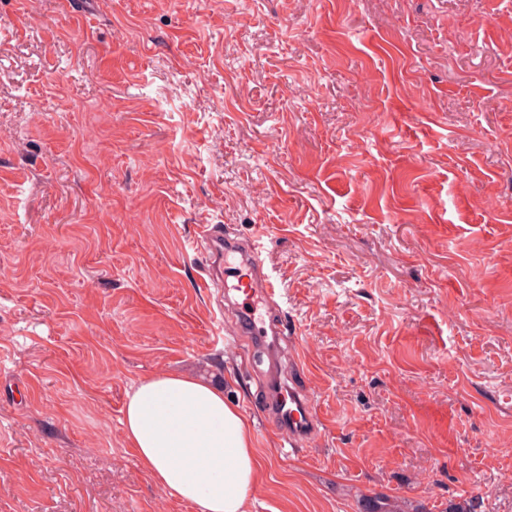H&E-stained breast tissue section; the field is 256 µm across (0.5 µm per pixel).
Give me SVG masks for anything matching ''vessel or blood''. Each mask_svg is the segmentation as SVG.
Instances as JSON below:
<instances>
[{"label":"vessel or blood","mask_w":512,"mask_h":512,"mask_svg":"<svg viewBox=\"0 0 512 512\" xmlns=\"http://www.w3.org/2000/svg\"><path fill=\"white\" fill-rule=\"evenodd\" d=\"M201 248L213 264L200 281L201 288L221 287L222 281L215 269L221 257L237 258L239 266L248 268V277L239 279L235 289L243 295L239 306V328L241 332L264 336L281 335V324L265 323L257 316L254 304H262L266 311L279 312L282 309L283 295L271 273H268L261 258V251L255 239H248L243 246H236L234 239L225 238L217 226L203 225L199 235ZM269 409L275 421L287 424L285 439L289 448L296 449L318 436L321 418L316 414L309 395L295 384H277L269 393Z\"/></svg>","instance_id":"b4317fda"}]
</instances>
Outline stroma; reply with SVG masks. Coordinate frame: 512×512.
<instances>
[{
  "instance_id": "stroma-1",
  "label": "stroma",
  "mask_w": 512,
  "mask_h": 512,
  "mask_svg": "<svg viewBox=\"0 0 512 512\" xmlns=\"http://www.w3.org/2000/svg\"><path fill=\"white\" fill-rule=\"evenodd\" d=\"M204 224L283 339L221 334ZM178 370L253 422L248 512H512V0H0V512H193L120 422ZM226 249L224 254V229L219 230L217 226L212 224H205L201 227L199 242L200 247L205 251L210 261L213 264L212 270L202 277L199 288H204L206 291L211 288H221L222 281L216 271V267L220 266V259L224 255L225 264L229 258L237 260L238 267L248 268L250 274H253L257 279V287L252 286L251 278L237 279V284L232 287L236 291L241 292L243 295L242 302L239 306V328L241 332L249 335L264 336L268 335V330L272 336H279L283 333L282 325L275 323L274 319L266 325L262 316L256 317V307L253 310L254 302L256 299L266 309L267 313L274 312L278 316V312L282 311L283 295L278 288L276 279L271 273H268L264 261L261 259V251L257 241L249 238L243 243L244 250L239 251L235 246L237 243L226 233ZM240 254V258L236 256ZM269 410L273 416L272 421L268 418L270 424L275 421L288 424L285 444L292 450L320 434L321 418L312 407L306 391L294 383H278L270 389Z\"/></svg>"
}]
</instances>
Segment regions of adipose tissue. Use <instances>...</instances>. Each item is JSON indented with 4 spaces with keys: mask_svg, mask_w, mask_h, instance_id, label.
<instances>
[{
    "mask_svg": "<svg viewBox=\"0 0 512 512\" xmlns=\"http://www.w3.org/2000/svg\"><path fill=\"white\" fill-rule=\"evenodd\" d=\"M122 414L127 447L170 499L193 512H246L262 464L248 418L222 385L156 374L127 392Z\"/></svg>",
    "mask_w": 512,
    "mask_h": 512,
    "instance_id": "1",
    "label": "adipose tissue"
}]
</instances>
